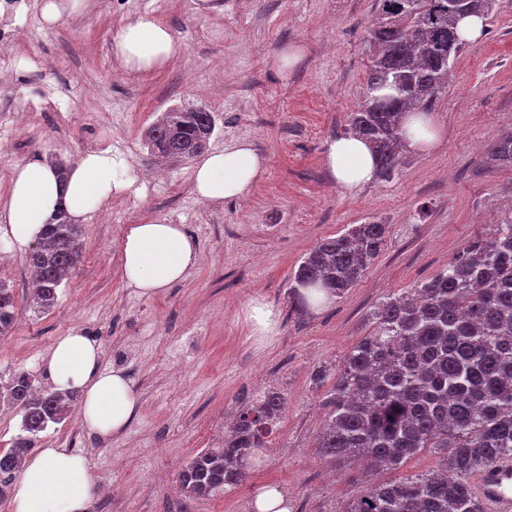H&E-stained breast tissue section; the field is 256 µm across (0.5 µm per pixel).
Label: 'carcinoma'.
I'll return each instance as SVG.
<instances>
[{"label": "carcinoma", "mask_w": 512, "mask_h": 512, "mask_svg": "<svg viewBox=\"0 0 512 512\" xmlns=\"http://www.w3.org/2000/svg\"><path fill=\"white\" fill-rule=\"evenodd\" d=\"M491 4L378 0V19L366 34L369 75L350 131L369 143L380 177H393L402 164L408 112L431 111L448 87L451 61L466 45L458 21L488 16ZM215 128L207 109L174 107L143 137L152 154L183 162L206 149ZM488 157L512 167V133ZM387 228L371 220L324 238L293 272V302L307 310L342 297L380 253ZM82 237V225L63 208L43 225L25 256L37 288L35 312L57 304L64 276L80 263ZM371 320L372 332L352 346L325 397L319 448L389 470L425 448H440L444 471L371 485L345 512H485L471 475L512 458V214L494 237L471 242L410 292L384 298ZM15 322L14 295L0 282V335ZM5 401L22 414V433L0 451V500L40 433L67 411L64 396L34 390L22 374L0 391ZM284 405L285 393L273 388L240 408L224 444L200 451L179 470L184 494L205 497L239 485Z\"/></svg>", "instance_id": "1"}]
</instances>
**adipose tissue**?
<instances>
[{"label":"adipose tissue","mask_w":512,"mask_h":512,"mask_svg":"<svg viewBox=\"0 0 512 512\" xmlns=\"http://www.w3.org/2000/svg\"><path fill=\"white\" fill-rule=\"evenodd\" d=\"M179 50L169 28L148 16L128 22L112 40L113 55L130 72L162 67ZM265 164L252 141L237 140L197 162L194 191L211 204L245 197L262 177ZM326 166L332 180L346 192L370 183L377 172L369 144L352 134L329 144ZM132 183L126 160L108 149L86 153L63 177L37 160L15 166L8 205L0 212V251L27 250L59 208L75 217L85 216ZM196 261L197 243L182 225L134 224L124 236V278L137 295L152 296L182 280ZM101 359L98 341L74 331L56 341L44 364L55 391L80 395L84 426L107 436L128 426L138 410L139 396L124 370L104 369ZM96 492L80 453L44 448L23 464L15 484L13 512H89Z\"/></svg>","instance_id":"obj_1"}]
</instances>
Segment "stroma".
Listing matches in <instances>:
<instances>
[{
	"label": "stroma",
	"mask_w": 512,
	"mask_h": 512,
	"mask_svg": "<svg viewBox=\"0 0 512 512\" xmlns=\"http://www.w3.org/2000/svg\"><path fill=\"white\" fill-rule=\"evenodd\" d=\"M83 0L55 24L41 22L39 0H0V30L23 38L0 69V207L12 170L32 160L70 165L89 151L124 143L130 193L110 197L83 223V257L45 315L30 307L24 256L0 262L15 294L13 329L0 336V381L17 372L35 387L52 383L46 353L74 330L101 344L102 365L124 369L139 411L121 432L98 437L69 418L42 433L40 447L74 449L101 491L90 512H247L262 487L281 489L290 512H344L367 485L349 464L318 453L324 399L350 348L371 329L384 297L410 291L469 242L494 233L512 205V167L486 150L512 131V0H494L483 35L451 66L432 116L439 144L404 151L397 174L354 193L329 177L325 153L346 133L359 103L371 52L365 35L377 0ZM140 15L169 27L180 46L166 65L138 74L112 54L116 31ZM303 52L281 71L287 47ZM64 85L74 105L40 112L41 87ZM175 105H205L218 122L209 150L251 140L266 171L243 199L201 201L193 162L160 161L142 134ZM129 193V194H130ZM387 224L383 250L335 302L295 309L289 280L323 238L347 225ZM182 225L198 245L185 278L153 296L127 288L118 252L130 224ZM260 298L279 314L277 333L253 336L243 319ZM323 368V385L311 373ZM288 398L268 448L237 487L206 498L179 492L181 466L224 439L226 419L270 388Z\"/></svg>",
	"instance_id": "35a3bbf8"
}]
</instances>
